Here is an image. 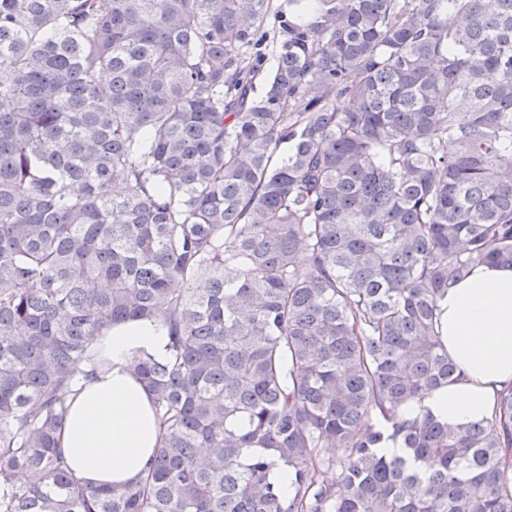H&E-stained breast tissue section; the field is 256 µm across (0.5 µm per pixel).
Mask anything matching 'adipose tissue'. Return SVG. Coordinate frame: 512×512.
Listing matches in <instances>:
<instances>
[{"instance_id":"obj_1","label":"adipose tissue","mask_w":512,"mask_h":512,"mask_svg":"<svg viewBox=\"0 0 512 512\" xmlns=\"http://www.w3.org/2000/svg\"><path fill=\"white\" fill-rule=\"evenodd\" d=\"M440 311V341L459 378L425 392L410 412L454 426L492 419L500 394L512 390V268L474 269L449 288ZM96 344L104 361L73 385L57 437L75 479L122 485L146 474L160 443L152 397L130 362L145 354L165 359L171 339L165 326L135 320L112 324Z\"/></svg>"}]
</instances>
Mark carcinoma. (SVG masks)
<instances>
[{
  "label": "carcinoma",
  "mask_w": 512,
  "mask_h": 512,
  "mask_svg": "<svg viewBox=\"0 0 512 512\" xmlns=\"http://www.w3.org/2000/svg\"><path fill=\"white\" fill-rule=\"evenodd\" d=\"M270 9L0 0V512H512V391L404 416L448 288L512 267V0H288L264 76ZM125 320L170 332L161 447L87 487L57 432ZM280 5L283 11L288 12V8H286V2L284 0H274L275 11L268 15L261 29L263 39L261 53L263 55V70L266 73L272 72L276 65L278 51L276 36L280 24L279 14L276 11L280 9Z\"/></svg>",
  "instance_id": "1"
}]
</instances>
